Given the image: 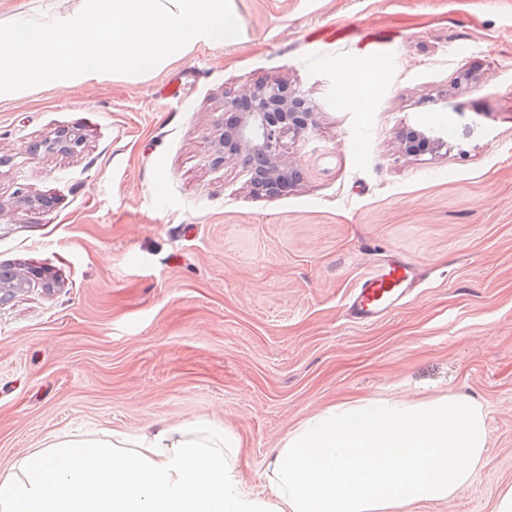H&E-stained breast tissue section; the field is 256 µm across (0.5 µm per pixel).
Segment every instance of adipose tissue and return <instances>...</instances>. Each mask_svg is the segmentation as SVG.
Returning a JSON list of instances; mask_svg holds the SVG:
<instances>
[{"instance_id":"obj_1","label":"adipose tissue","mask_w":512,"mask_h":512,"mask_svg":"<svg viewBox=\"0 0 512 512\" xmlns=\"http://www.w3.org/2000/svg\"><path fill=\"white\" fill-rule=\"evenodd\" d=\"M489 440L481 406L456 394L344 402L288 433L263 499L244 490L236 434L163 424L28 454L0 474V512H408L474 481Z\"/></svg>"}]
</instances>
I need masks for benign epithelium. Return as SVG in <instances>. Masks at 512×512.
I'll list each match as a JSON object with an SVG mask.
<instances>
[{
	"instance_id": "7a95c632",
	"label": "benign epithelium",
	"mask_w": 512,
	"mask_h": 512,
	"mask_svg": "<svg viewBox=\"0 0 512 512\" xmlns=\"http://www.w3.org/2000/svg\"><path fill=\"white\" fill-rule=\"evenodd\" d=\"M315 107L300 90L279 81L263 82L236 95L224 97V116L216 124L213 164L244 155L250 183L258 190L277 194L296 176V171L282 162L287 141L299 139L316 127ZM79 138L65 133L53 141L32 142L28 149L37 153L73 152ZM47 280L46 270L30 268L13 276V270L0 266V306L16 293Z\"/></svg>"
}]
</instances>
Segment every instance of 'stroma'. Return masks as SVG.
<instances>
[{"label":"stroma","instance_id":"stroma-1","mask_svg":"<svg viewBox=\"0 0 512 512\" xmlns=\"http://www.w3.org/2000/svg\"><path fill=\"white\" fill-rule=\"evenodd\" d=\"M231 7L238 42L0 101V264L56 282L0 307V473L64 438L205 418L238 436L257 492L314 412L455 393L482 406L489 447L471 485L419 512H492L512 484V0ZM464 65L479 84L451 87ZM343 71L365 111L339 105ZM265 79L318 107L283 156L301 179L275 196L240 159L211 161L225 95ZM409 127L444 147L404 156ZM63 131L77 150L28 153ZM391 253L421 287L350 319L355 284Z\"/></svg>","mask_w":512,"mask_h":512}]
</instances>
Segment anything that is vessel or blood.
I'll use <instances>...</instances> for the list:
<instances>
[{"label": "vessel or blood", "mask_w": 512, "mask_h": 512, "mask_svg": "<svg viewBox=\"0 0 512 512\" xmlns=\"http://www.w3.org/2000/svg\"><path fill=\"white\" fill-rule=\"evenodd\" d=\"M422 278L420 267L402 255L372 266L353 289L348 299V313L360 322L374 321L407 296Z\"/></svg>", "instance_id": "vessel-or-blood-1"}]
</instances>
